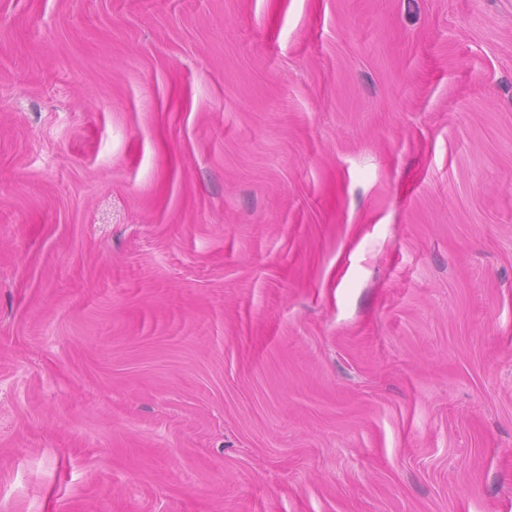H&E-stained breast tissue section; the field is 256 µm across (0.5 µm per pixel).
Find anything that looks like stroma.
<instances>
[{
  "label": "stroma",
  "mask_w": 512,
  "mask_h": 512,
  "mask_svg": "<svg viewBox=\"0 0 512 512\" xmlns=\"http://www.w3.org/2000/svg\"><path fill=\"white\" fill-rule=\"evenodd\" d=\"M0 512H512V0H0Z\"/></svg>",
  "instance_id": "stroma-1"
}]
</instances>
